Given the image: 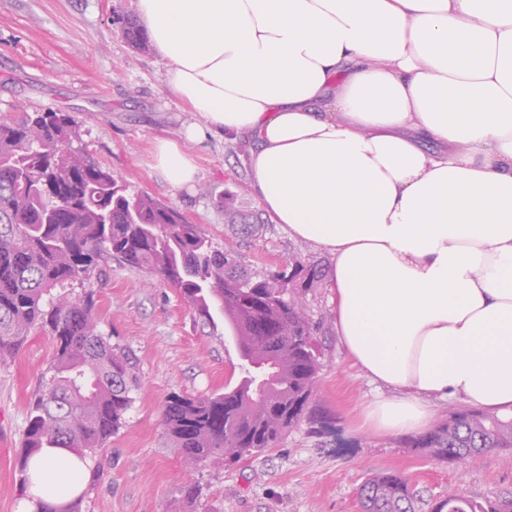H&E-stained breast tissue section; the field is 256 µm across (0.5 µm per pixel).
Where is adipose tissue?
I'll return each mask as SVG.
<instances>
[{
    "instance_id": "ef3b65f1",
    "label": "adipose tissue",
    "mask_w": 512,
    "mask_h": 512,
    "mask_svg": "<svg viewBox=\"0 0 512 512\" xmlns=\"http://www.w3.org/2000/svg\"><path fill=\"white\" fill-rule=\"evenodd\" d=\"M198 116L152 166L194 183L186 143L247 139L265 214L332 260L336 334L405 434L434 400L512 412V0H136ZM47 449L22 512L85 488Z\"/></svg>"
}]
</instances>
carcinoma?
<instances>
[{"mask_svg":"<svg viewBox=\"0 0 512 512\" xmlns=\"http://www.w3.org/2000/svg\"><path fill=\"white\" fill-rule=\"evenodd\" d=\"M129 43L146 38L124 19ZM0 123V359L34 330L55 345L53 375L30 403L21 471L45 448L79 457L103 447L120 429L136 383L131 354L111 344L94 300L56 292L113 259L146 269L177 288L205 324L213 313L232 330L243 375L222 394L168 396L165 426L191 463L237 462L264 453L301 420L319 390L320 323L307 314V294L326 281L321 264L296 252L279 270L252 273L234 250L215 247L173 208L132 190L81 148L73 119L52 110ZM219 198L224 218L253 238L265 225L256 213ZM432 460L459 463L491 449L512 451V415L479 408L448 410L433 430L405 441ZM362 512H417L418 495L399 471L378 473L360 490ZM432 512H512V497L450 496Z\"/></svg>","mask_w":512,"mask_h":512,"instance_id":"carcinoma-1","label":"carcinoma"}]
</instances>
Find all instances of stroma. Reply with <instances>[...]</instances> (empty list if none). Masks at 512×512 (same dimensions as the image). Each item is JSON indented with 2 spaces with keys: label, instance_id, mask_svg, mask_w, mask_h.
<instances>
[{
  "label": "stroma",
  "instance_id": "obj_1",
  "mask_svg": "<svg viewBox=\"0 0 512 512\" xmlns=\"http://www.w3.org/2000/svg\"><path fill=\"white\" fill-rule=\"evenodd\" d=\"M135 12V0H0V122L13 119L20 103L69 113L77 144L91 159L197 224L213 245L237 251L256 273L278 270L295 251L330 265L327 251L290 239L280 225L266 223L252 246L225 222L216 205L224 192L235 193L240 210L259 207L242 142L188 144L199 167L189 189L172 188L150 170L153 140L180 139L197 115L169 98L156 51L135 52L126 40L119 18ZM67 294L93 296L102 331L137 363L122 426L88 456L81 512H360L364 482L393 469L410 478L420 512L458 490L476 498L512 496V452L437 463L404 448L403 436L364 425L374 391L336 338L326 286L309 293L306 307L323 324L317 395L275 448L224 466L187 463L163 419L170 393L208 396L239 381L238 350L223 315L201 325L175 288L113 260L100 262ZM54 352L51 338L37 331L0 361V512H19L25 496L18 458L28 404L47 386ZM192 488L197 498L189 497Z\"/></svg>",
  "mask_w": 512,
  "mask_h": 512
}]
</instances>
